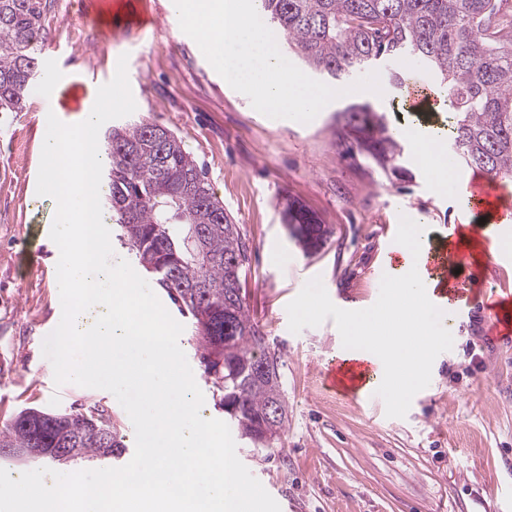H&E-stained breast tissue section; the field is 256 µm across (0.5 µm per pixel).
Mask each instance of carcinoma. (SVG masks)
I'll use <instances>...</instances> for the list:
<instances>
[{
  "label": "carcinoma",
  "instance_id": "cac0c4a2",
  "mask_svg": "<svg viewBox=\"0 0 512 512\" xmlns=\"http://www.w3.org/2000/svg\"><path fill=\"white\" fill-rule=\"evenodd\" d=\"M288 49L335 86L374 71L387 58L412 57L433 72L452 115L448 140L461 163L512 179V6L509 0H258ZM42 0H0V112H20L39 73L45 43ZM347 150L371 158L384 174H405L404 146L384 113L351 102L336 114ZM107 214L120 238L181 313L191 315L201 362L221 392L224 413L253 448L265 439L270 406L285 400L281 355L242 299L248 261L238 225L211 191L181 139L145 118L110 129ZM289 235L304 253L321 249L329 229L297 199L283 210ZM271 357L266 378L255 361ZM0 448H76L75 460H103L125 445L97 404L75 412L21 411L0 425Z\"/></svg>",
  "mask_w": 512,
  "mask_h": 512
}]
</instances>
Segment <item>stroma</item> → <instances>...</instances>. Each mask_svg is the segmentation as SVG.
Here are the masks:
<instances>
[{"mask_svg": "<svg viewBox=\"0 0 512 512\" xmlns=\"http://www.w3.org/2000/svg\"><path fill=\"white\" fill-rule=\"evenodd\" d=\"M50 0L39 77L21 112H0V423L27 407L54 411L102 406L124 438L116 459L133 457L131 420L108 391L56 386L42 335L62 314L54 286L56 245L45 227L56 202L37 195L50 77L82 82L88 98L109 82L120 56L140 116L180 138L238 224L249 256L246 306L283 361L288 422L274 451L237 440L241 462L281 512H498L490 491L512 489V334L498 305L512 300V260L484 261L472 289L478 311L453 318L407 397L372 402L340 397L320 376L350 349L347 314L375 312L388 296L374 276L384 229L418 228L426 243L473 222L459 196L414 161L405 141L406 177L382 173L336 136L329 103L310 123L271 119L253 109L184 34L169 0ZM155 18L139 30L128 15ZM315 211L332 234L307 255L283 221L286 198ZM158 298L184 330L179 345L204 394L202 415L224 419L221 395L200 360L199 338L165 291Z\"/></svg>", "mask_w": 512, "mask_h": 512, "instance_id": "stroma-1", "label": "stroma"}]
</instances>
